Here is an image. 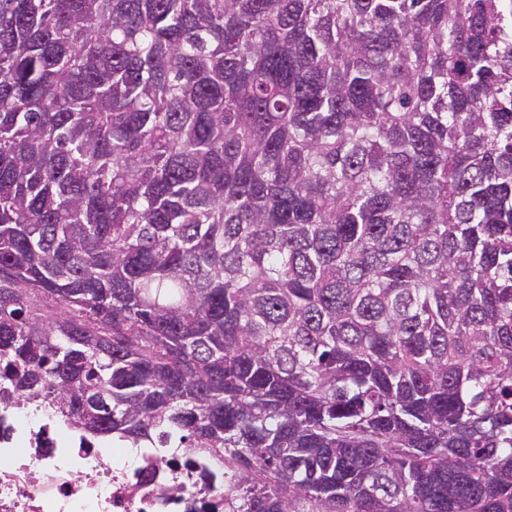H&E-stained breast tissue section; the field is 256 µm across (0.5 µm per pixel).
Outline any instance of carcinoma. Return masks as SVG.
I'll return each instance as SVG.
<instances>
[{
  "label": "carcinoma",
  "instance_id": "1",
  "mask_svg": "<svg viewBox=\"0 0 512 512\" xmlns=\"http://www.w3.org/2000/svg\"><path fill=\"white\" fill-rule=\"evenodd\" d=\"M0 378L224 512H512V0H0Z\"/></svg>",
  "mask_w": 512,
  "mask_h": 512
}]
</instances>
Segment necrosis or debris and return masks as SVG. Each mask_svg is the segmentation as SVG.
<instances>
[{"label":"necrosis or debris","instance_id":"4bbe7bcc","mask_svg":"<svg viewBox=\"0 0 512 512\" xmlns=\"http://www.w3.org/2000/svg\"><path fill=\"white\" fill-rule=\"evenodd\" d=\"M153 449L101 448L0 391V512H218Z\"/></svg>","mask_w":512,"mask_h":512}]
</instances>
